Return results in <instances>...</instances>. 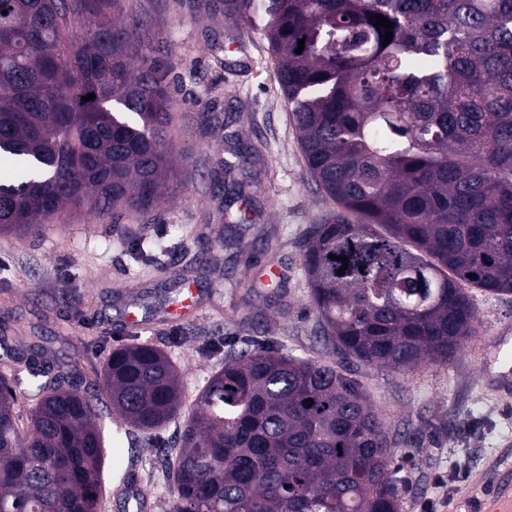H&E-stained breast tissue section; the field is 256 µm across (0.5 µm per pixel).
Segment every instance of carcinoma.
I'll use <instances>...</instances> for the list:
<instances>
[{
  "instance_id": "1",
  "label": "carcinoma",
  "mask_w": 512,
  "mask_h": 512,
  "mask_svg": "<svg viewBox=\"0 0 512 512\" xmlns=\"http://www.w3.org/2000/svg\"><path fill=\"white\" fill-rule=\"evenodd\" d=\"M125 2L0 0V159L19 172L0 178V235L70 208L156 210L180 187L157 48ZM220 4L266 39L306 171L337 205L304 232L301 260L328 353L214 345L224 366L169 460L172 512H400L406 441L350 365H446L478 329L467 289L512 293V0ZM242 228L246 212L225 207L209 250ZM0 348V512H101L108 423L173 447L161 432L182 372L167 351L115 348L93 384L47 362L19 318Z\"/></svg>"
}]
</instances>
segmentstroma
<instances>
[{
	"label": "stroma",
	"mask_w": 512,
	"mask_h": 512,
	"mask_svg": "<svg viewBox=\"0 0 512 512\" xmlns=\"http://www.w3.org/2000/svg\"><path fill=\"white\" fill-rule=\"evenodd\" d=\"M128 10L144 21L139 37L164 47L158 62L174 116V151L183 159L181 185L157 214L97 218L71 210L55 230L0 237V317L24 316L46 337L49 360L77 363L90 381L113 346L151 342L180 366L190 402L223 361L205 352L213 337L272 338L290 353L321 355L297 275L305 229L336 206L306 173L266 40L207 0H128ZM202 112L210 113L211 125H199ZM238 136L253 155L233 177L258 224L280 243L277 258L288 271L285 319L274 285L259 278L269 263L254 231L241 232L218 253L204 243L223 223L221 162ZM143 231L170 246L159 263L134 260ZM188 292L195 311L167 315L168 303ZM471 295L476 340L512 335V294L475 289ZM132 312L142 329L129 328ZM355 373L392 432L409 442L400 462L401 512H470L499 464L512 461V395L492 386L485 361L467 346L445 365L408 372L360 365ZM107 465L104 512H137L116 494L114 468L137 481L146 512H168L172 490L158 449L125 439Z\"/></svg>",
	"instance_id": "35a3bbf8"
}]
</instances>
